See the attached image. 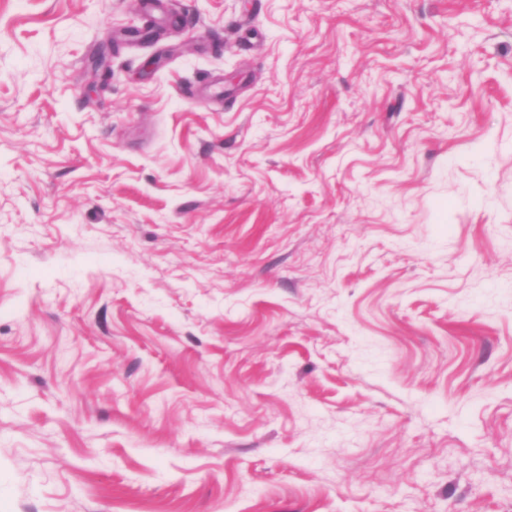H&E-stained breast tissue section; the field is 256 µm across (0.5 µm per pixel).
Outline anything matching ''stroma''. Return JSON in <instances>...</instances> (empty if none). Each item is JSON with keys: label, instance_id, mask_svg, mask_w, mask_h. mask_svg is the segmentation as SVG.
<instances>
[{"label": "stroma", "instance_id": "stroma-1", "mask_svg": "<svg viewBox=\"0 0 512 512\" xmlns=\"http://www.w3.org/2000/svg\"><path fill=\"white\" fill-rule=\"evenodd\" d=\"M0 512H512V0H0Z\"/></svg>", "mask_w": 512, "mask_h": 512}]
</instances>
